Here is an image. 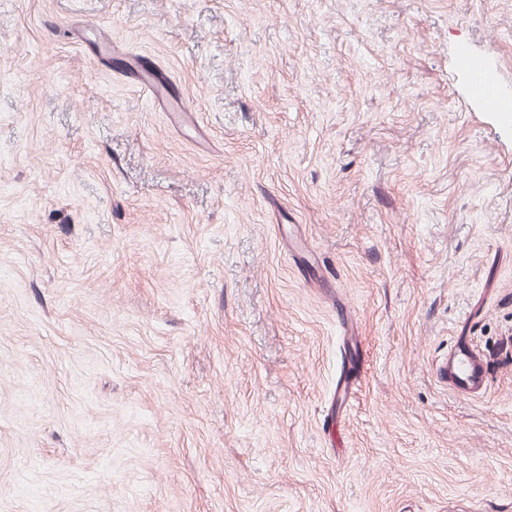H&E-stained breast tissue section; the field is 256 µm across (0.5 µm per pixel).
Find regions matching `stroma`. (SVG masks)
Returning a JSON list of instances; mask_svg holds the SVG:
<instances>
[{"label": "stroma", "mask_w": 512, "mask_h": 512, "mask_svg": "<svg viewBox=\"0 0 512 512\" xmlns=\"http://www.w3.org/2000/svg\"><path fill=\"white\" fill-rule=\"evenodd\" d=\"M0 512H512V0H0ZM490 358L474 346L467 336H459L448 349L439 373L448 388L465 398L484 396L488 386Z\"/></svg>", "instance_id": "35a3bbf8"}]
</instances>
